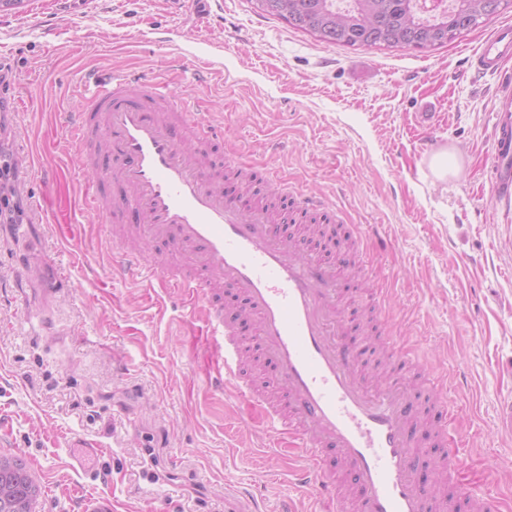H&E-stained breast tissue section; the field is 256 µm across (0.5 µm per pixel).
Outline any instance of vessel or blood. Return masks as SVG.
<instances>
[{
	"mask_svg": "<svg viewBox=\"0 0 512 512\" xmlns=\"http://www.w3.org/2000/svg\"><path fill=\"white\" fill-rule=\"evenodd\" d=\"M474 75L498 76L496 124L490 150V189L512 204V24L496 25L479 50L465 58ZM94 94L65 115L63 129L83 166L94 167L86 207L111 224L116 275L160 281L205 316L221 355L211 378L215 390H234L258 407L271 447L289 437L300 451L293 469L312 497L336 512H433V482L416 464L415 432L421 404L405 390L410 358L376 393L359 382L360 354L346 337L341 283L332 266L304 252L289 236L280 213L225 191L208 162L188 149L192 136L212 144L221 127L177 109V96L155 79L89 74ZM291 219L332 222L334 207L313 196L286 198ZM167 246L169 260L149 244ZM240 298L230 309L221 297ZM254 325L258 348L274 377L258 386L248 376L240 315ZM434 441L447 451L449 473L461 459L450 448L448 405L436 397Z\"/></svg>",
	"mask_w": 512,
	"mask_h": 512,
	"instance_id": "obj_1",
	"label": "vessel or blood"
}]
</instances>
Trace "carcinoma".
Returning a JSON list of instances; mask_svg holds the SVG:
<instances>
[{
  "label": "carcinoma",
  "mask_w": 512,
  "mask_h": 512,
  "mask_svg": "<svg viewBox=\"0 0 512 512\" xmlns=\"http://www.w3.org/2000/svg\"><path fill=\"white\" fill-rule=\"evenodd\" d=\"M261 12L321 42L347 48L432 51L492 19L502 0H451L426 17L420 0H253ZM39 485L18 455L0 456V512H34Z\"/></svg>",
  "instance_id": "carcinoma-1"
}]
</instances>
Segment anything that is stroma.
Returning a JSON list of instances; mask_svg holds the SVG:
<instances>
[{
    "label": "stroma",
    "mask_w": 512,
    "mask_h": 512,
    "mask_svg": "<svg viewBox=\"0 0 512 512\" xmlns=\"http://www.w3.org/2000/svg\"><path fill=\"white\" fill-rule=\"evenodd\" d=\"M483 25L430 52L329 46L251 0H22L0 11V153L22 227L0 223V452L42 488L35 512H280L313 499L267 447L256 414L213 392L202 315L178 296L114 276L104 223L60 113L85 76L136 72L224 123L211 160L334 204L339 247L315 252L345 288L350 334L391 337L442 385L474 493L512 497V211L489 188L499 80L465 57ZM209 67L205 85L195 83ZM433 113L428 152L419 115ZM67 286L45 293L47 282ZM386 301L369 316L375 291ZM102 445L99 455L82 446Z\"/></svg>",
    "instance_id": "35a3bbf8"
}]
</instances>
